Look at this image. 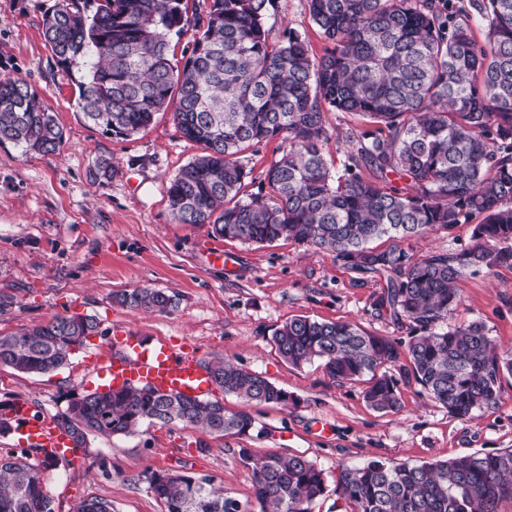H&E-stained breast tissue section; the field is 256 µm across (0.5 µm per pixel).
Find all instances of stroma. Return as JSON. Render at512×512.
<instances>
[{
    "label": "stroma",
    "instance_id": "35a3bbf8",
    "mask_svg": "<svg viewBox=\"0 0 512 512\" xmlns=\"http://www.w3.org/2000/svg\"><path fill=\"white\" fill-rule=\"evenodd\" d=\"M56 2L0 0V77L35 88L64 133L60 150L49 155L0 142V334L63 314L93 317L99 332L58 371L33 375L0 366V403L24 399L53 416L72 395L95 390L90 371L116 326L150 340L185 343L203 359L258 373L294 402L258 405L214 390L212 399L227 410L254 417L255 428L243 440L184 424H145L129 436L88 437L80 459L59 464L43 484L54 512H75L91 498L111 502L114 512H161L147 477L181 467L210 479L250 510L252 472L236 454L243 446L258 456L314 461L328 487L314 512H351L334 492L343 466L512 451V376L502 383L496 410L461 419L411 382L398 383L400 409L381 413L365 403L363 383L331 380L316 361L298 367L283 361L271 334L297 316L351 322L391 338H407L409 331L374 314L383 281L360 279L333 252L291 239L244 243L219 237L209 224L176 222L167 188L202 154L201 145L185 140L168 113L129 138L87 121L78 106L80 71L62 67L43 37V14ZM266 27L274 41L286 29L298 31L318 56L326 46L306 0H274ZM103 158L114 162L107 178L95 175ZM472 233L468 222L432 230L408 246L418 256L460 251ZM219 249L231 257L230 265L209 262L208 253ZM459 286L462 302L449 312V324L483 320L499 348H512V269L468 273ZM144 287L173 296V306L159 312L119 303L124 291Z\"/></svg>",
    "mask_w": 512,
    "mask_h": 512
}]
</instances>
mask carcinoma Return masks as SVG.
I'll return each instance as SVG.
<instances>
[{"label":"carcinoma","instance_id":"carcinoma-1","mask_svg":"<svg viewBox=\"0 0 512 512\" xmlns=\"http://www.w3.org/2000/svg\"><path fill=\"white\" fill-rule=\"evenodd\" d=\"M273 0H58L42 19L45 41L66 68L84 72L78 105L106 133L131 137L174 108L185 139L204 153L170 180L180 224H211L217 235L269 245L280 239L325 249L351 270L384 281L375 312L410 329L408 340L375 336L351 322L291 318L272 332L288 364L314 360L332 379L369 376L365 402L400 407L398 380L381 371L404 359L402 376L448 414L468 418L500 400L512 349L499 350L487 325H448L465 271L512 268V0H307L327 42L310 53L294 30L270 40ZM484 26L483 43L472 21ZM189 36L182 57L172 38ZM328 112H351L366 128L346 136L343 173L324 152ZM64 135L30 84L0 78V141L28 151L60 150ZM279 140L288 150L257 178L246 152ZM257 184V191L245 187ZM472 217V243L415 258L404 242ZM386 238L378 249L372 243ZM134 310L165 311L172 296L135 288L119 296ZM98 330L88 316H58L0 335V365L46 374L65 366ZM226 393L256 404H288L268 379L206 361ZM72 435H132L145 422L202 425L226 438L255 425L218 400L148 388L74 395L55 416ZM253 474L257 512H313L325 495L322 470L302 457H257L237 449ZM31 448L0 455V512H54L43 493L55 464L29 462ZM148 489L163 512H244L204 478L154 471ZM336 495L353 512H498L512 499V452L474 453L409 464L370 460L344 467Z\"/></svg>","mask_w":512,"mask_h":512}]
</instances>
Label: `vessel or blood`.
<instances>
[{"instance_id": "b4317fda", "label": "vessel or blood", "mask_w": 512, "mask_h": 512, "mask_svg": "<svg viewBox=\"0 0 512 512\" xmlns=\"http://www.w3.org/2000/svg\"><path fill=\"white\" fill-rule=\"evenodd\" d=\"M107 346V353L96 360L93 371L97 380L113 389L148 386L198 397L207 395L211 388L208 375L199 366V357L192 351L176 350L164 341H145L118 329L108 337ZM4 416L12 423L19 441L36 449L38 460L74 456L68 433L29 402H14Z\"/></svg>"}]
</instances>
